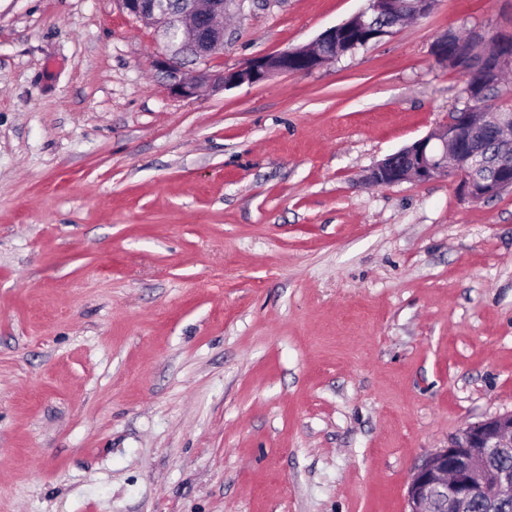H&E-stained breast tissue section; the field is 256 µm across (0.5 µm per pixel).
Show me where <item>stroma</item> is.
<instances>
[{"instance_id":"1","label":"stroma","mask_w":512,"mask_h":512,"mask_svg":"<svg viewBox=\"0 0 512 512\" xmlns=\"http://www.w3.org/2000/svg\"><path fill=\"white\" fill-rule=\"evenodd\" d=\"M369 0H254L228 70ZM428 17L298 75L171 95L118 0H0V512H408L512 411V192L371 186L444 124Z\"/></svg>"}]
</instances>
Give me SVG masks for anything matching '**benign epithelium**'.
Masks as SVG:
<instances>
[{
  "label": "benign epithelium",
  "instance_id": "1",
  "mask_svg": "<svg viewBox=\"0 0 512 512\" xmlns=\"http://www.w3.org/2000/svg\"><path fill=\"white\" fill-rule=\"evenodd\" d=\"M120 5L156 31L164 50L155 55L154 67L169 80L171 93L181 98L195 97L204 86L229 89L257 84L277 74H298L300 70L295 68L294 61L299 58L308 60L315 69L331 61L321 53V47L336 41L341 28L352 23L369 27L368 12L361 11L327 29L311 44L256 57L230 71L189 73L182 46L194 48L198 60L224 49V29L215 23L216 17L224 14V0H191L177 15L162 8L157 0H120ZM493 41L506 53L489 70L492 82L512 68V36H496ZM502 127L504 124L498 119L491 125L473 119L466 126H456L450 119L448 124L387 156L370 170L366 180L374 185H391L408 178L430 181L452 176L475 203L512 192V168L501 165L491 175L482 174L485 161L477 148L489 128L497 132L500 140H505L499 133ZM492 448L512 450V412L467 426L450 446L418 466L407 489L408 512H469L476 500L490 505L511 500L512 473L488 466V450Z\"/></svg>",
  "mask_w": 512,
  "mask_h": 512
}]
</instances>
